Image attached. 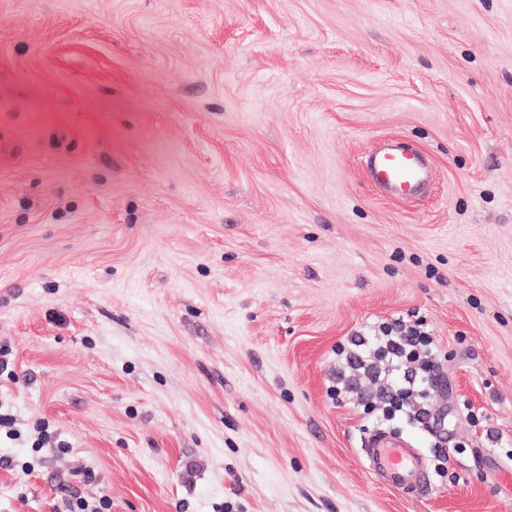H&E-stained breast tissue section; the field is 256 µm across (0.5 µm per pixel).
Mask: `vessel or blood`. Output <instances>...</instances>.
Returning <instances> with one entry per match:
<instances>
[{
	"instance_id": "obj_1",
	"label": "vessel or blood",
	"mask_w": 512,
	"mask_h": 512,
	"mask_svg": "<svg viewBox=\"0 0 512 512\" xmlns=\"http://www.w3.org/2000/svg\"><path fill=\"white\" fill-rule=\"evenodd\" d=\"M363 163L375 189L386 197L405 201L418 199L433 179V170L425 155L396 141L370 149ZM366 454L388 486L418 496L430 493L432 485L422 454L408 442L378 432L368 439Z\"/></svg>"
}]
</instances>
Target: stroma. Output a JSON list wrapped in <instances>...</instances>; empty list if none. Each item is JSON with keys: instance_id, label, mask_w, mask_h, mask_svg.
Segmentation results:
<instances>
[{"instance_id": "1", "label": "stroma", "mask_w": 512, "mask_h": 512, "mask_svg": "<svg viewBox=\"0 0 512 512\" xmlns=\"http://www.w3.org/2000/svg\"><path fill=\"white\" fill-rule=\"evenodd\" d=\"M397 318L441 436L330 394ZM0 345V512H512V0H0ZM363 163L375 189L386 197L405 201L418 199L433 179V170L425 155L396 141L370 149ZM366 455L388 486L416 496L432 490L419 448L385 432H377L366 443Z\"/></svg>"}]
</instances>
